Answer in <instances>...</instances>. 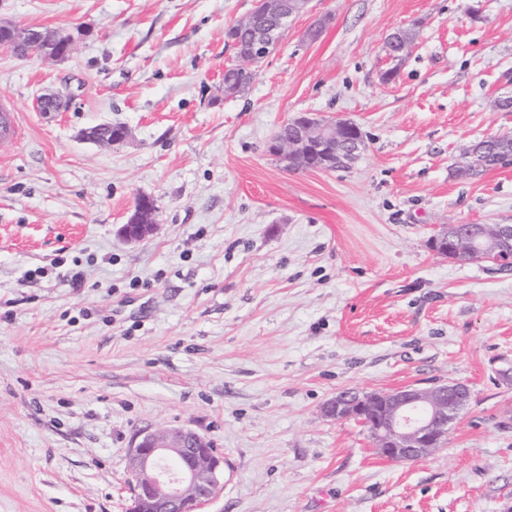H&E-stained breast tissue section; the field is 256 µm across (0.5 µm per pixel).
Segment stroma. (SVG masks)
Returning a JSON list of instances; mask_svg holds the SVG:
<instances>
[{
    "mask_svg": "<svg viewBox=\"0 0 512 512\" xmlns=\"http://www.w3.org/2000/svg\"><path fill=\"white\" fill-rule=\"evenodd\" d=\"M255 0H0L70 35L62 62L0 47V512H126L134 437L183 425L224 456L201 512H512V269L454 262L448 224H512V0H311L224 94L225 32ZM330 21L315 42L305 30ZM416 38L383 82V45ZM73 95L47 118L41 93ZM302 112L354 120L347 169L267 144ZM121 124L116 145L81 140ZM156 201L141 243L119 234ZM461 383L427 457H381L323 412L337 392ZM481 151L483 157V166L473 173V176L480 175L484 172L492 170L499 165H503V160L506 164L512 162V154L505 158V154L512 151V137L499 136L497 138L481 140L476 144ZM479 151L474 145L467 149L465 153V161L460 173L462 175H469L472 171L477 169L482 162ZM156 212L155 201L147 196H140L136 199L133 212L126 224L121 227V233L127 242L135 243L153 233L156 224L151 220ZM150 219V224L145 220Z\"/></svg>",
    "mask_w": 512,
    "mask_h": 512,
    "instance_id": "stroma-1",
    "label": "stroma"
}]
</instances>
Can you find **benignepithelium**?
<instances>
[{
    "instance_id": "1",
    "label": "benign epithelium",
    "mask_w": 512,
    "mask_h": 512,
    "mask_svg": "<svg viewBox=\"0 0 512 512\" xmlns=\"http://www.w3.org/2000/svg\"><path fill=\"white\" fill-rule=\"evenodd\" d=\"M255 11L272 18L271 28L254 27L245 48L234 44L239 63L253 67L266 59L288 34L296 15L283 0H256ZM0 46L10 51L63 61L73 52L70 36L51 30L20 27L0 21ZM72 100L68 92L44 93L36 98V109L44 116L63 111ZM297 134L274 137L269 152L288 168H310L314 160L347 168L363 150L356 138L358 125L349 120L319 113H303L284 121ZM111 125L92 127L82 138L99 145L125 140L106 133ZM155 201L136 199L133 212L121 227L123 237L138 242L153 233ZM435 251L456 261L476 257L502 266L512 263V225L497 224L484 230L481 240L464 232V225L443 227L431 238ZM470 400L466 385L453 383L423 390L409 386L388 391L336 393L324 413L336 420L355 419L370 433L374 447L393 461L418 460L428 456L448 436L452 425ZM128 473L132 493L129 512H199L224 481V458L208 446L206 438L191 428L163 427L135 437L129 450Z\"/></svg>"
}]
</instances>
